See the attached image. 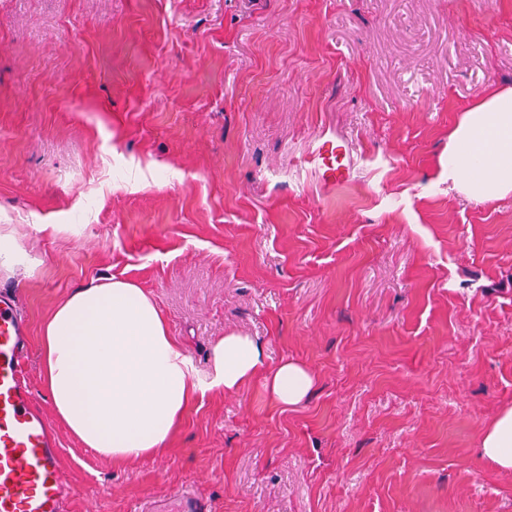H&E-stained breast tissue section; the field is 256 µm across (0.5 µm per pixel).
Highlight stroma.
Segmentation results:
<instances>
[{
  "label": "stroma",
  "mask_w": 512,
  "mask_h": 512,
  "mask_svg": "<svg viewBox=\"0 0 512 512\" xmlns=\"http://www.w3.org/2000/svg\"><path fill=\"white\" fill-rule=\"evenodd\" d=\"M512 86V0H0V287L149 292L198 369L239 332L316 386L189 406L122 466L56 424L66 512H512L482 434L512 406V195L448 183V135ZM346 183L308 157L323 133ZM310 162L325 183L338 184L349 180L354 157L348 142L333 133L321 135L310 152Z\"/></svg>",
  "instance_id": "stroma-1"
}]
</instances>
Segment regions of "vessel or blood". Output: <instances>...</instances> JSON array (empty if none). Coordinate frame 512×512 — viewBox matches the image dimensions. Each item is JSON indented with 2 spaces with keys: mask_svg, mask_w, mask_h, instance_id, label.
<instances>
[{
  "mask_svg": "<svg viewBox=\"0 0 512 512\" xmlns=\"http://www.w3.org/2000/svg\"><path fill=\"white\" fill-rule=\"evenodd\" d=\"M310 162L322 181L349 180L354 157L348 142L321 135ZM27 326L14 293L0 290V512H62L76 487L60 466L59 442L43 414L31 407L24 379Z\"/></svg>",
  "mask_w": 512,
  "mask_h": 512,
  "instance_id": "obj_1",
  "label": "vessel or blood"
}]
</instances>
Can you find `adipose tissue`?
Returning <instances> with one entry per match:
<instances>
[{
	"instance_id": "ef3b65f1",
	"label": "adipose tissue",
	"mask_w": 512,
	"mask_h": 512,
	"mask_svg": "<svg viewBox=\"0 0 512 512\" xmlns=\"http://www.w3.org/2000/svg\"><path fill=\"white\" fill-rule=\"evenodd\" d=\"M448 179L475 201L512 194V86L465 108L448 137ZM42 385L54 415L80 442L113 463L163 452L188 404L215 388L235 392L262 379L280 404L302 403L315 386L304 364L266 368L251 336L218 337L199 379L151 296L123 279H94L51 311L42 327ZM481 452L512 472V407L485 429Z\"/></svg>"
}]
</instances>
